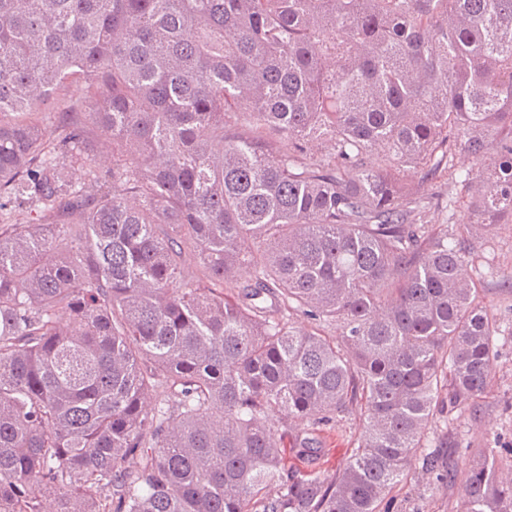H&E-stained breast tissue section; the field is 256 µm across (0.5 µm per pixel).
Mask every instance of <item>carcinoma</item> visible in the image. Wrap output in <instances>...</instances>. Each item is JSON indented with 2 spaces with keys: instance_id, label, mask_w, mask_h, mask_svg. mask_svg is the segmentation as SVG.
<instances>
[{
  "instance_id": "1",
  "label": "carcinoma",
  "mask_w": 512,
  "mask_h": 512,
  "mask_svg": "<svg viewBox=\"0 0 512 512\" xmlns=\"http://www.w3.org/2000/svg\"><path fill=\"white\" fill-rule=\"evenodd\" d=\"M464 193L466 223L426 220ZM5 210L0 512H382L417 463L452 484L433 410L479 417L498 358L465 268L512 222V0H0ZM351 417L336 472L288 465ZM509 465L480 451L466 512H512Z\"/></svg>"
}]
</instances>
